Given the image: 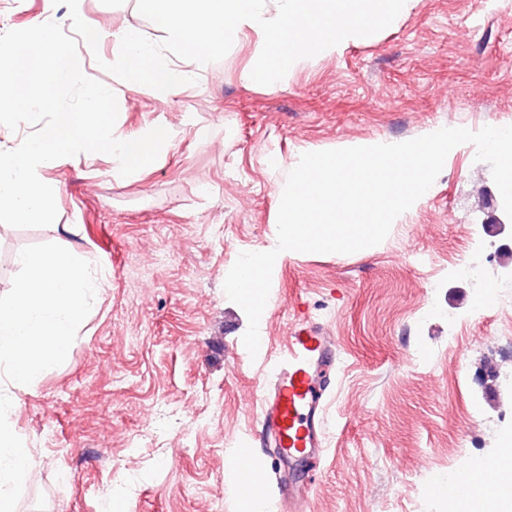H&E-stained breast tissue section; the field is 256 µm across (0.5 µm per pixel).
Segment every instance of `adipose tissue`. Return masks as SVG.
Instances as JSON below:
<instances>
[{"label":"adipose tissue","instance_id":"ef3b65f1","mask_svg":"<svg viewBox=\"0 0 512 512\" xmlns=\"http://www.w3.org/2000/svg\"><path fill=\"white\" fill-rule=\"evenodd\" d=\"M13 405L10 399L0 401V512H15L13 488L32 467L30 450L10 418ZM492 465L499 476L495 498L480 507L453 496L449 512H512V447L504 446Z\"/></svg>","mask_w":512,"mask_h":512}]
</instances>
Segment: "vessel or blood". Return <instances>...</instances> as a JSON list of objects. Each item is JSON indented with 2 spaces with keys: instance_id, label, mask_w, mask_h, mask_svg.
Segmentation results:
<instances>
[{
  "instance_id": "vessel-or-blood-1",
  "label": "vessel or blood",
  "mask_w": 512,
  "mask_h": 512,
  "mask_svg": "<svg viewBox=\"0 0 512 512\" xmlns=\"http://www.w3.org/2000/svg\"><path fill=\"white\" fill-rule=\"evenodd\" d=\"M338 359L334 337L305 317L291 325L266 365L260 422L277 450L272 468L278 512H295L319 473L327 452L326 390ZM225 469L239 499L263 502L264 488L252 466L242 465L235 457L226 462Z\"/></svg>"
}]
</instances>
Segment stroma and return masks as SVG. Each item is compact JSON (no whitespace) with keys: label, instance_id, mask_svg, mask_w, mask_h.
<instances>
[{"label":"stroma","instance_id":"obj_1","mask_svg":"<svg viewBox=\"0 0 512 512\" xmlns=\"http://www.w3.org/2000/svg\"><path fill=\"white\" fill-rule=\"evenodd\" d=\"M97 50L82 72L113 86L120 132L164 122L175 136L137 180L81 153L43 169L56 221L0 227L11 274L53 242L111 272L65 362L17 391L11 417L34 469L18 512H243L224 453L260 428L262 375L223 290L240 253L270 246L278 188L305 148L410 140L435 127L512 125V0H414L341 54L303 59L287 84L245 82L261 45L241 36L198 83L170 97L103 70L114 36L163 32L137 0H82ZM55 21L52 0H0V33ZM473 145L450 151L429 195L367 252L300 253L275 274L259 332L277 348L299 312L342 354L327 420L332 449L306 512H448L434 482L491 461L512 436V220ZM277 157L279 167L268 164Z\"/></svg>","mask_w":512,"mask_h":512}]
</instances>
